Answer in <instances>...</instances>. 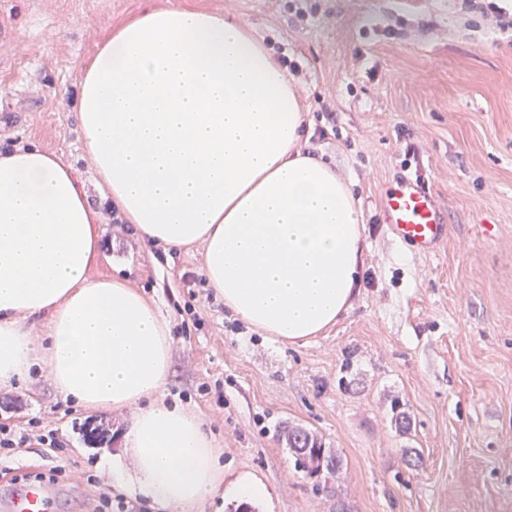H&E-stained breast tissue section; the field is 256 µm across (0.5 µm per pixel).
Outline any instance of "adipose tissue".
Returning <instances> with one entry per match:
<instances>
[{
	"label": "adipose tissue",
	"mask_w": 512,
	"mask_h": 512,
	"mask_svg": "<svg viewBox=\"0 0 512 512\" xmlns=\"http://www.w3.org/2000/svg\"><path fill=\"white\" fill-rule=\"evenodd\" d=\"M78 109L111 207L163 249L202 244L201 273L236 318L294 345L351 309L364 267L352 186L303 150L302 98L247 28L148 9L80 76ZM100 237L57 158L0 154V384L36 367L75 405L134 410L132 465L112 477L169 512L221 490L262 498L250 477L225 482L201 415L165 401L170 327L125 281L92 276Z\"/></svg>",
	"instance_id": "ef3b65f1"
}]
</instances>
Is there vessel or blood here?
<instances>
[{
    "label": "vessel or blood",
    "instance_id": "vessel-or-blood-1",
    "mask_svg": "<svg viewBox=\"0 0 512 512\" xmlns=\"http://www.w3.org/2000/svg\"><path fill=\"white\" fill-rule=\"evenodd\" d=\"M382 221L392 236L427 256L448 238L444 209L432 193L413 177H404L387 188L381 201ZM57 487L28 481L0 489V512H52Z\"/></svg>",
    "mask_w": 512,
    "mask_h": 512
}]
</instances>
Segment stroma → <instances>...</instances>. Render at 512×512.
I'll list each match as a JSON object with an SVG mask.
<instances>
[{"instance_id":"stroma-1","label":"stroma","mask_w":512,"mask_h":512,"mask_svg":"<svg viewBox=\"0 0 512 512\" xmlns=\"http://www.w3.org/2000/svg\"><path fill=\"white\" fill-rule=\"evenodd\" d=\"M150 6L242 23L295 62L306 147L353 185L361 287L307 342L230 331L200 245L166 251L112 221L84 152L77 81ZM29 145L87 191L101 228L94 275L159 306L174 338L166 397L208 422L225 482L265 486L256 512H512V31L466 0H0V152ZM402 176L446 211L448 240L431 255L381 220L380 197ZM132 417L76 406L43 374L0 386V423L57 430L78 472L122 454ZM289 425L340 456L338 476L295 469Z\"/></svg>"}]
</instances>
